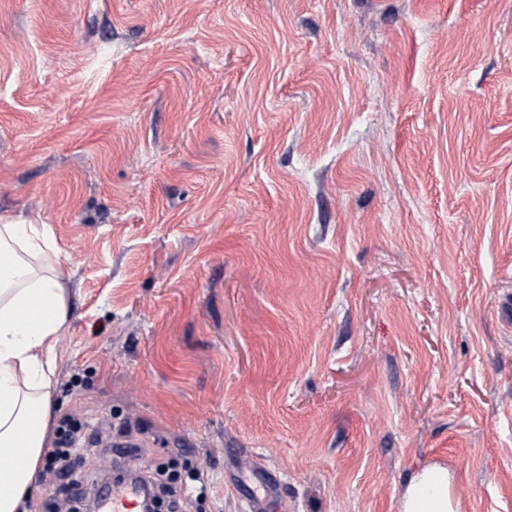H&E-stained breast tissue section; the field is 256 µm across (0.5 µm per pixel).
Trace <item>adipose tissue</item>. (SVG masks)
<instances>
[{"mask_svg": "<svg viewBox=\"0 0 512 512\" xmlns=\"http://www.w3.org/2000/svg\"><path fill=\"white\" fill-rule=\"evenodd\" d=\"M68 322L61 253L45 225L0 216V447L18 449L0 478V512H25L46 448L55 343ZM447 466L416 471L401 512H461Z\"/></svg>", "mask_w": 512, "mask_h": 512, "instance_id": "ef3b65f1", "label": "adipose tissue"}]
</instances>
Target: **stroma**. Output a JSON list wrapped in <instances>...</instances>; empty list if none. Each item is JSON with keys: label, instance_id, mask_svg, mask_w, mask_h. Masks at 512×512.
Wrapping results in <instances>:
<instances>
[{"label": "stroma", "instance_id": "35a3bbf8", "mask_svg": "<svg viewBox=\"0 0 512 512\" xmlns=\"http://www.w3.org/2000/svg\"><path fill=\"white\" fill-rule=\"evenodd\" d=\"M0 213L64 258L48 442L512 512V0H0ZM460 507L453 474L440 464L416 471L400 503L401 512H461Z\"/></svg>", "mask_w": 512, "mask_h": 512}]
</instances>
